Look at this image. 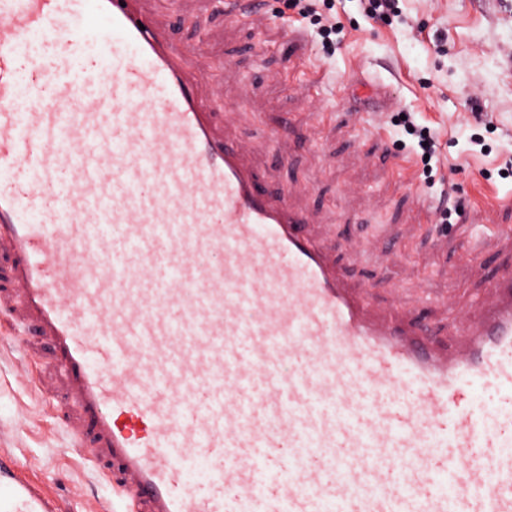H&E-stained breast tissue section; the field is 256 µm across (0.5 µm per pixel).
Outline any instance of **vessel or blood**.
Listing matches in <instances>:
<instances>
[{"label": "vessel or blood", "mask_w": 512, "mask_h": 512, "mask_svg": "<svg viewBox=\"0 0 512 512\" xmlns=\"http://www.w3.org/2000/svg\"><path fill=\"white\" fill-rule=\"evenodd\" d=\"M306 222L136 0H0V249L135 502L512 512V270L452 355L371 313ZM1 499L54 512L6 469Z\"/></svg>", "instance_id": "b4317fda"}]
</instances>
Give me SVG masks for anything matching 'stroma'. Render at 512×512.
<instances>
[{"instance_id":"obj_1","label":"stroma","mask_w":512,"mask_h":512,"mask_svg":"<svg viewBox=\"0 0 512 512\" xmlns=\"http://www.w3.org/2000/svg\"><path fill=\"white\" fill-rule=\"evenodd\" d=\"M224 2L138 6L205 64L217 133L245 142L267 192L307 214L349 287L456 351V327L512 268V207L490 201L512 195V0H399L388 22L364 0H335L327 40L286 0H257L246 18ZM405 112L438 136L410 178L395 170L417 147ZM418 196L439 209L418 212ZM0 295V466L56 512H128L125 478L89 455L91 434L70 441L79 411L51 343L24 331L20 289Z\"/></svg>"}]
</instances>
